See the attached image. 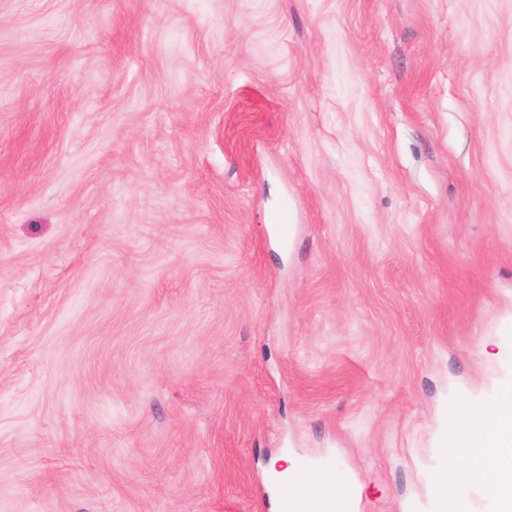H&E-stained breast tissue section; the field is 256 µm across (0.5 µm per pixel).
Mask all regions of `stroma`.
I'll return each instance as SVG.
<instances>
[{
    "mask_svg": "<svg viewBox=\"0 0 512 512\" xmlns=\"http://www.w3.org/2000/svg\"><path fill=\"white\" fill-rule=\"evenodd\" d=\"M508 382L512 0H0V512H488ZM503 393L505 398L502 402L504 413L512 417V385L507 383ZM460 422V439L455 442L454 447L469 448V456L476 476L486 486L487 494L491 497L501 484L502 471L500 462L512 455V420L503 415L499 405H490L481 408L462 407L457 411ZM498 432L501 435L489 440L498 443L495 446L486 443L488 435ZM497 457L491 459L496 466L489 476L481 471L483 461L486 457ZM314 493L313 490L301 484L285 485L281 490L282 502L286 505L283 512H309L305 510V504ZM293 508H288V505Z\"/></svg>",
    "mask_w": 512,
    "mask_h": 512,
    "instance_id": "stroma-1",
    "label": "stroma"
}]
</instances>
